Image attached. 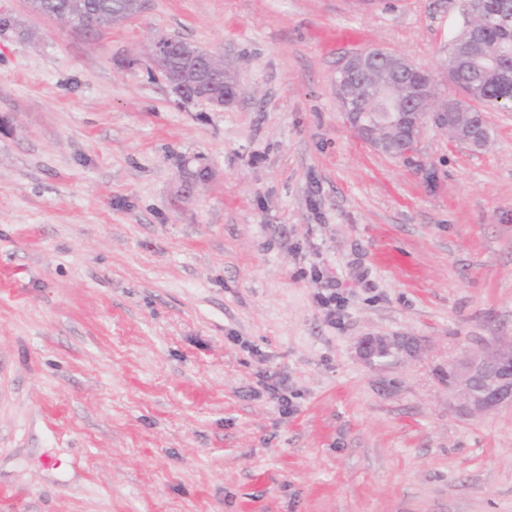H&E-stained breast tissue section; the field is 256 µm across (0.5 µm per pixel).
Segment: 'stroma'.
Masks as SVG:
<instances>
[{
	"mask_svg": "<svg viewBox=\"0 0 512 512\" xmlns=\"http://www.w3.org/2000/svg\"><path fill=\"white\" fill-rule=\"evenodd\" d=\"M469 18L149 0L88 36L0 0V512H512V407L463 417L448 386L512 337V112L482 149L430 124L394 158L336 98L372 47L463 98ZM161 36L234 100L181 99ZM369 336L417 349L369 363ZM172 43L173 41L171 38H159L153 43L151 48L152 56L157 60L159 65L162 66V70L167 73L169 83L174 89H178L180 91L184 85H205L209 81L210 74L203 60L210 61L215 58L214 55L206 50L200 49L199 54L202 59L186 60L175 69H168L170 62L169 49ZM215 84L220 88H224V94L218 95L216 93L209 94L203 99L207 100L208 103L215 105V106H224V103H227L231 101L235 96V88L236 84L234 81L233 76L224 69V62H218L216 64L215 68V75L213 76ZM225 86L234 87V91L232 95H228L225 93Z\"/></svg>",
	"mask_w": 512,
	"mask_h": 512,
	"instance_id": "stroma-1",
	"label": "stroma"
}]
</instances>
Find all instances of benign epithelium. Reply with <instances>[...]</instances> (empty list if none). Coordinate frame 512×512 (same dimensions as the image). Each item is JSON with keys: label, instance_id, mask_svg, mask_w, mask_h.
I'll return each instance as SVG.
<instances>
[{"label": "benign epithelium", "instance_id": "benign-epithelium-1", "mask_svg": "<svg viewBox=\"0 0 512 512\" xmlns=\"http://www.w3.org/2000/svg\"><path fill=\"white\" fill-rule=\"evenodd\" d=\"M172 39L159 38L151 48L152 56L169 78L175 89L194 84L202 86L209 81L210 74L205 61L214 58L206 50H200V58L182 62L169 68V49ZM465 54L484 63V81L487 84L505 77L495 57L485 52L479 34L465 48ZM369 52L350 55L343 61L340 99L351 98L353 89L363 90L373 83L387 102L386 120L370 121L365 112L349 113L350 124L361 133L376 149L402 157L413 151L421 129L428 123L448 131L458 142L470 143L468 121L471 112H459V101L450 99L444 107L437 105L435 94L416 83L419 68L400 56L388 54L386 66L377 69L368 62ZM457 119L454 126H448V117ZM412 342L405 338H373L367 342L366 356L371 360L388 356L393 352L412 351ZM449 386L453 387L459 400V410L468 416L484 415L512 407V340L494 342L477 353L465 354L448 364Z\"/></svg>", "mask_w": 512, "mask_h": 512}]
</instances>
